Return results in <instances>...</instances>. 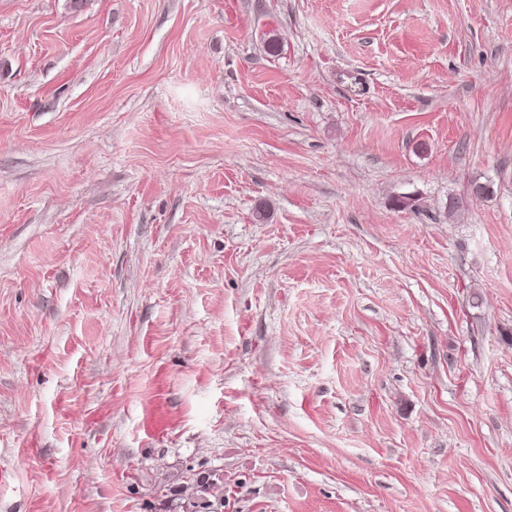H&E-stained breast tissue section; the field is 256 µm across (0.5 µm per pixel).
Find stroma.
I'll use <instances>...</instances> for the list:
<instances>
[{
    "mask_svg": "<svg viewBox=\"0 0 512 512\" xmlns=\"http://www.w3.org/2000/svg\"><path fill=\"white\" fill-rule=\"evenodd\" d=\"M0 469L512 512V0H0Z\"/></svg>",
    "mask_w": 512,
    "mask_h": 512,
    "instance_id": "1",
    "label": "stroma"
}]
</instances>
